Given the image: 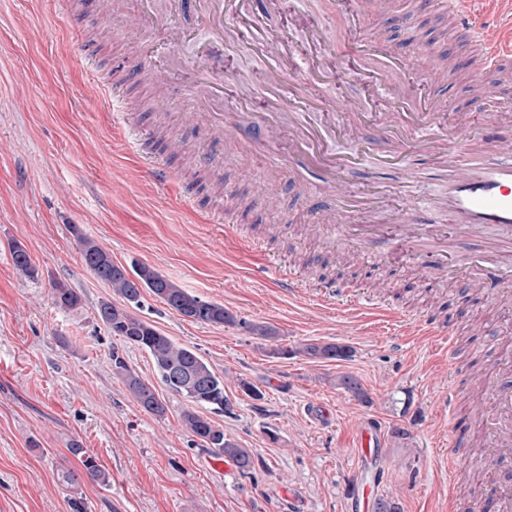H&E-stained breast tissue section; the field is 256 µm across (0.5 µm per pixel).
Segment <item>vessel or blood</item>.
Masks as SVG:
<instances>
[{"label": "vessel or blood", "mask_w": 512, "mask_h": 512, "mask_svg": "<svg viewBox=\"0 0 512 512\" xmlns=\"http://www.w3.org/2000/svg\"><path fill=\"white\" fill-rule=\"evenodd\" d=\"M275 0H170L171 8L191 10L205 18L212 30L201 57L214 61L224 45L234 40L241 29L251 27ZM439 6L449 24L471 44L477 53L478 77L512 67V46L501 47L499 30L488 21L477 19L462 9L458 0H440ZM306 49L319 69H335V42L320 20L306 23ZM368 57L400 70L404 60L396 55L382 37L365 39ZM283 72H267L265 83L270 92L265 98V119L272 126H287L289 150L307 162L321 180L326 195L336 200V212L375 214L380 201L377 196H364L348 182V174L360 167L366 157L363 148L341 152L326 140L316 127L299 121L297 113L279 109L278 90ZM368 92L390 104H404L405 93L396 84L375 78ZM453 105L435 96L410 106L407 121L399 130L401 140L414 139L415 152L430 160L448 179V193L431 205L445 213L444 224H421L408 220L399 212L393 224H369L363 233L348 230L349 248L365 251L373 240L383 241L388 252L410 256L422 270L427 282L443 280L456 265L454 248L458 240L472 243L465 265L472 283L486 292H494L512 279V114L497 113L493 126L473 132L476 116H461L462 131L450 138L441 134V121ZM377 167H390L405 181L417 180L421 171L406 154L381 156ZM494 405L490 437L492 448L485 464L489 468L486 481L487 512H512V476L505 469L512 465V382L491 380Z\"/></svg>", "instance_id": "b4317fda"}]
</instances>
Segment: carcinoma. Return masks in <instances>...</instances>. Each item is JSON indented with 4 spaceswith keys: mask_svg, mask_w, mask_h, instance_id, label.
I'll list each match as a JSON object with an SVG mask.
<instances>
[{
    "mask_svg": "<svg viewBox=\"0 0 512 512\" xmlns=\"http://www.w3.org/2000/svg\"><path fill=\"white\" fill-rule=\"evenodd\" d=\"M79 243L86 267L100 280L111 285L113 292L120 298L118 302L103 301L99 304L97 315L100 321L124 345L146 351L152 359L160 383L188 402V407L181 414L182 424L188 432L199 438L216 455L233 460L240 471L250 470L253 467L252 452L227 438L222 427L201 413L203 409H228L230 401L224 395V378L217 375L194 349L176 344L153 325L134 316L129 308L140 304L141 291L147 289L171 310L200 323L228 325L234 323V315L224 306L190 293L149 265L133 263L128 269L115 263L109 252L85 235L79 236ZM11 256L14 267L21 274L29 278L36 275V269L21 243L12 244ZM53 298L55 304L63 308H73L80 302L77 294L62 283L54 284ZM298 352L312 359L336 360L348 357L346 347L333 343H307L297 352L275 345L269 354L288 358ZM112 368L144 411L160 418L165 416V401L152 385L144 382L132 370L117 348L112 351ZM337 384L355 398L367 399L365 390L355 377L342 375L338 377ZM69 452L80 462L81 471L73 469L64 472V481L73 483L84 475L92 481L107 482L106 473L80 444H71Z\"/></svg>",
    "mask_w": 512,
    "mask_h": 512,
    "instance_id": "1",
    "label": "carcinoma"
}]
</instances>
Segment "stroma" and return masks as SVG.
Here are the masks:
<instances>
[{
  "label": "stroma",
  "mask_w": 512,
  "mask_h": 512,
  "mask_svg": "<svg viewBox=\"0 0 512 512\" xmlns=\"http://www.w3.org/2000/svg\"><path fill=\"white\" fill-rule=\"evenodd\" d=\"M342 2L278 0L258 30L226 45L225 112H259L265 75L277 61L256 43L277 37L293 51L283 93L294 100L352 98L371 114L362 125L349 112L308 110L303 121L319 125L343 151L358 144L372 157L395 150L377 128L403 124L400 108L369 99L346 63L309 76L301 20L320 19L347 50ZM386 2L382 12L376 0L354 6L367 35L385 37L404 58L407 69L398 79L411 95L427 89L425 73L439 58L447 65L442 90L457 110L478 102L512 111L510 75L490 74L488 93L474 98L476 57L446 31L433 0ZM142 13L141 0H0V512H356L345 484L370 478L355 448L369 419L380 424L377 457L391 472L376 498L396 499L401 512H445L450 446L484 442L483 423L493 414L474 382L512 359V289L484 295L461 273L427 288L406 256L380 255L376 268L337 265L342 242L308 230L327 223L335 204L319 199L312 177L289 159L287 130L271 135L256 121L229 143L196 124L180 81L157 84L131 60L158 36ZM173 22L191 33L177 53L195 74L204 73L197 48L210 35L207 22L187 11ZM160 95L168 110L163 118L152 110ZM178 140L211 155L214 168L192 178L185 157L168 149ZM153 160L172 172L166 186L146 179L144 167ZM348 180L360 194L380 193L383 224L392 223L397 209L422 207L447 188L431 168L413 183L374 176L368 166ZM81 233L114 262L148 264L233 313L232 325L198 323L147 290L132 310L195 349L223 377L231 410L208 417L252 451L250 473L212 467V453L181 425L185 400L158 385L145 351L127 347L123 355L165 398V417L144 411L114 373L119 340L96 314L114 293L84 265ZM16 242L36 277L14 268ZM286 270L307 288L347 282L378 298L380 309L353 313L342 298L332 304L290 298L279 286ZM56 282L79 296V306L55 305ZM253 323L273 328L279 344L291 348L335 343L351 355L277 358L250 332ZM343 374L359 380L368 401L337 386ZM244 380L257 396L243 392ZM452 380L453 421L441 406ZM313 405L328 409L329 423L305 414ZM397 428L408 430V438L395 439ZM74 442L97 457L108 484L63 482L62 470L79 466L68 451Z\"/></svg>",
  "instance_id": "35a3bbf8"
}]
</instances>
